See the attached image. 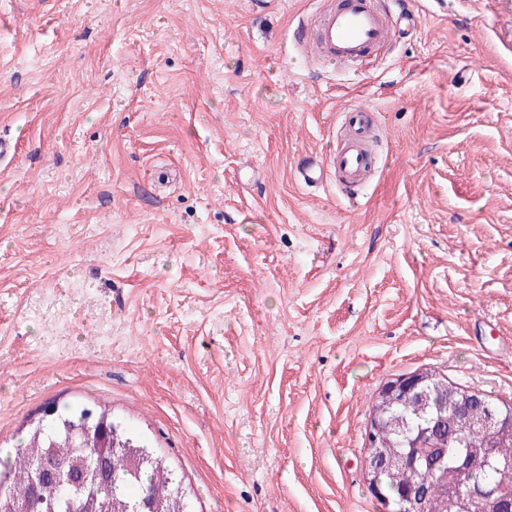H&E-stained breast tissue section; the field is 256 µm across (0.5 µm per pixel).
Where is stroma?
I'll list each match as a JSON object with an SVG mask.
<instances>
[{"instance_id":"35a3bbf8","label":"stroma","mask_w":512,"mask_h":512,"mask_svg":"<svg viewBox=\"0 0 512 512\" xmlns=\"http://www.w3.org/2000/svg\"><path fill=\"white\" fill-rule=\"evenodd\" d=\"M410 2L346 68L325 0H0V448L96 404L196 512H381L385 383L512 404V0ZM358 104L375 179L304 188Z\"/></svg>"}]
</instances>
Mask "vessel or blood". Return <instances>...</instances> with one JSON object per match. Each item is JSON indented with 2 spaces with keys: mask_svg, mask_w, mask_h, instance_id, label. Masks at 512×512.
<instances>
[{
  "mask_svg": "<svg viewBox=\"0 0 512 512\" xmlns=\"http://www.w3.org/2000/svg\"><path fill=\"white\" fill-rule=\"evenodd\" d=\"M415 24L416 17L410 12L383 11L373 0H344L339 6L328 5L318 24L298 26V45L311 58L356 67L366 64L374 49L390 45L405 27ZM342 118L346 136L335 153L303 157L297 166V179L308 187L336 181L343 193L353 198L364 187V178L374 166L366 147L373 132V111L355 105Z\"/></svg>",
  "mask_w": 512,
  "mask_h": 512,
  "instance_id": "obj_1",
  "label": "vessel or blood"
}]
</instances>
